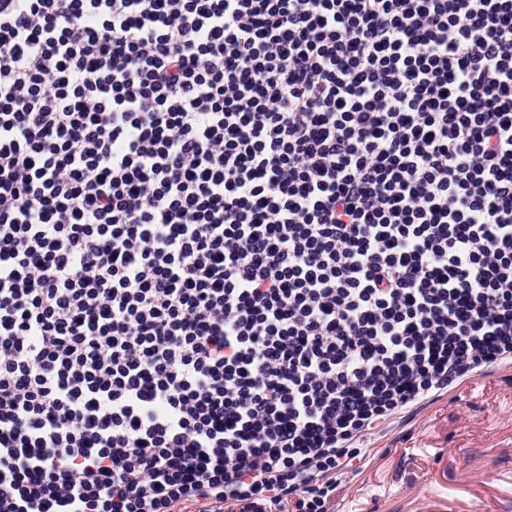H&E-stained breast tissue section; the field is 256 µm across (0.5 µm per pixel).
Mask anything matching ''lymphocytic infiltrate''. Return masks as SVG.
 Wrapping results in <instances>:
<instances>
[{
	"label": "lymphocytic infiltrate",
	"instance_id": "obj_1",
	"mask_svg": "<svg viewBox=\"0 0 512 512\" xmlns=\"http://www.w3.org/2000/svg\"><path fill=\"white\" fill-rule=\"evenodd\" d=\"M512 358V0H0V512H330Z\"/></svg>",
	"mask_w": 512,
	"mask_h": 512
}]
</instances>
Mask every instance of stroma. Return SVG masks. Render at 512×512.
<instances>
[{
  "label": "stroma",
  "instance_id": "stroma-1",
  "mask_svg": "<svg viewBox=\"0 0 512 512\" xmlns=\"http://www.w3.org/2000/svg\"><path fill=\"white\" fill-rule=\"evenodd\" d=\"M332 512H512V360L367 435Z\"/></svg>",
  "mask_w": 512,
  "mask_h": 512
}]
</instances>
